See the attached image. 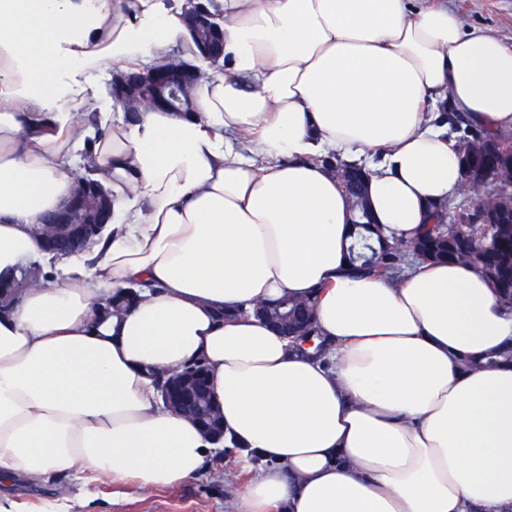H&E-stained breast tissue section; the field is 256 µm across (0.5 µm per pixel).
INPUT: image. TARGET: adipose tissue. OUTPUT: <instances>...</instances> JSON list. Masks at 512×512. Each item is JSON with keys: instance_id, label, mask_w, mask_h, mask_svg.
I'll list each match as a JSON object with an SVG mask.
<instances>
[{"instance_id": "1", "label": "adipose tissue", "mask_w": 512, "mask_h": 512, "mask_svg": "<svg viewBox=\"0 0 512 512\" xmlns=\"http://www.w3.org/2000/svg\"><path fill=\"white\" fill-rule=\"evenodd\" d=\"M224 73L188 117L141 113L90 141L112 231L52 257L33 229L74 187L89 85L181 50L165 0H0V275L54 279L0 314V480L90 471L135 492L205 472L217 444L163 407L158 375L203 359L228 438L263 461L237 512H512V308L475 266L351 273L348 201L311 158L368 164L374 224L412 237L462 187L441 102L512 128V43L448 0H217ZM140 291L102 319L98 300ZM312 298L333 368L249 313ZM234 318H225V311ZM47 277L48 275L42 266L39 264H33L21 267L17 275H12L0 281L1 283L4 281H13L14 284L22 291L33 285L39 284L41 281H45Z\"/></svg>"}]
</instances>
